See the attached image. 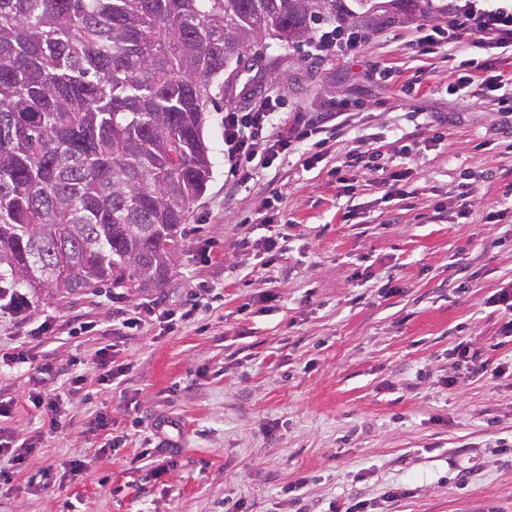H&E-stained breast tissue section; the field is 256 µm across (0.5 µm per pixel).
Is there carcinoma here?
<instances>
[{"label": "carcinoma", "mask_w": 512, "mask_h": 512, "mask_svg": "<svg viewBox=\"0 0 512 512\" xmlns=\"http://www.w3.org/2000/svg\"><path fill=\"white\" fill-rule=\"evenodd\" d=\"M340 0H0V288L164 286L211 178L205 113L265 35Z\"/></svg>", "instance_id": "carcinoma-1"}]
</instances>
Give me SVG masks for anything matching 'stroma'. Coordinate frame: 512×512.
Instances as JSON below:
<instances>
[{
  "label": "stroma",
  "instance_id": "1",
  "mask_svg": "<svg viewBox=\"0 0 512 512\" xmlns=\"http://www.w3.org/2000/svg\"><path fill=\"white\" fill-rule=\"evenodd\" d=\"M341 3L343 32L360 38L354 53L321 58L271 36L260 49L281 112H323L343 98L351 125L232 182L224 112H209L212 175L166 285L34 300L31 326L53 316L62 329L30 354L52 362L49 385L67 392L71 421L47 434L26 400L33 368L0 367V398L16 402L0 433L34 446L0 481V512H228L238 501L251 512H326L351 497L375 512H512V449L498 446L512 439V378L450 355L465 341L482 359L512 358L486 302L512 284V222H485L489 209L512 211V113L481 82L455 88L456 45L415 52L417 24L445 21L448 0ZM416 78L419 89L401 92ZM371 148L377 164L409 168L416 194L340 172L348 153ZM303 154L318 156L314 168ZM266 202L284 227L272 258L251 246L271 233L255 222ZM129 307L153 317L116 346L128 375L98 383L93 363ZM78 374L86 381L74 391ZM104 410L124 437L110 449L93 425ZM162 416L176 421L177 445L159 449L172 463L158 478L140 453ZM79 457L90 468L65 478ZM47 468L63 483L36 490ZM297 482L298 505L282 494ZM391 487L403 497L385 499Z\"/></svg>",
  "mask_w": 512,
  "mask_h": 512
}]
</instances>
